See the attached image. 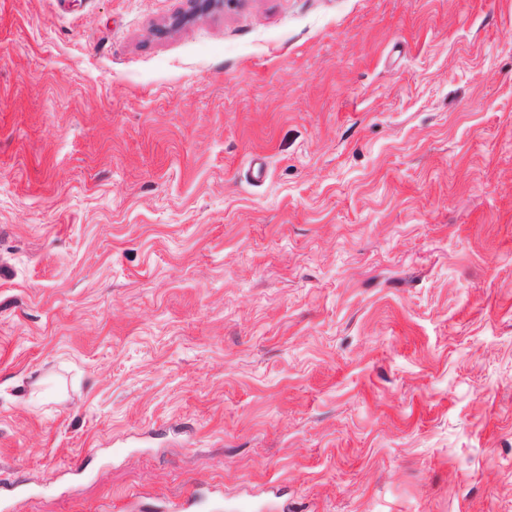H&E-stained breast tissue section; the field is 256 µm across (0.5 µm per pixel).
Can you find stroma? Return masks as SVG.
Wrapping results in <instances>:
<instances>
[{
    "label": "stroma",
    "mask_w": 512,
    "mask_h": 512,
    "mask_svg": "<svg viewBox=\"0 0 512 512\" xmlns=\"http://www.w3.org/2000/svg\"><path fill=\"white\" fill-rule=\"evenodd\" d=\"M512 512V0H0V512Z\"/></svg>",
    "instance_id": "obj_1"
}]
</instances>
